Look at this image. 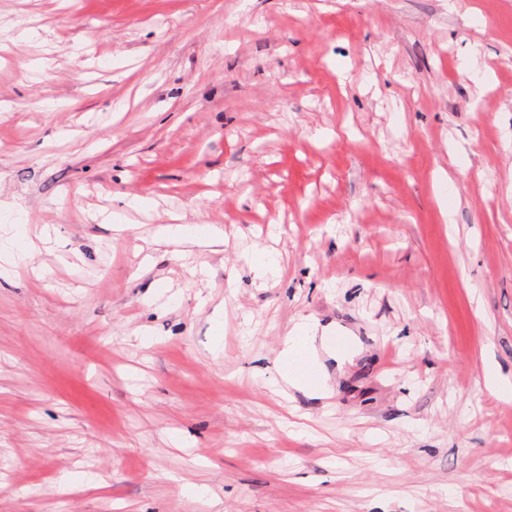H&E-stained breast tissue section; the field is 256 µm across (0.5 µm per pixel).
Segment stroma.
I'll return each mask as SVG.
<instances>
[{"label":"stroma","mask_w":512,"mask_h":512,"mask_svg":"<svg viewBox=\"0 0 512 512\" xmlns=\"http://www.w3.org/2000/svg\"><path fill=\"white\" fill-rule=\"evenodd\" d=\"M0 236V512H512V0H0ZM158 237L161 241H168L171 238H179L184 241H192V242H201L202 244L206 246H211L214 244L222 243L223 241V235L217 230L211 229L208 233V235L204 238H196L192 237L186 234V232L183 231L182 228L178 230H172L171 226L168 227H162L157 232ZM309 332V326L306 323L302 322L295 324L290 332V335L285 336L283 340V347L280 352V356L284 361L288 360V371L293 377L301 379L308 386L317 387L322 383V374L316 369L315 362L311 356L308 344L300 341L306 340L312 347L315 341V336H309ZM293 346L294 349L288 357V354L290 353ZM317 359V366L323 373L324 377L323 384L317 388L309 389L305 387L300 381L288 378L284 372L281 373L282 381L287 382L291 387L302 392L305 397L310 400H323L331 396V390L328 388V386H326L325 383V381L328 379V373L326 371L325 365L318 357Z\"/></svg>","instance_id":"35a3bbf8"}]
</instances>
